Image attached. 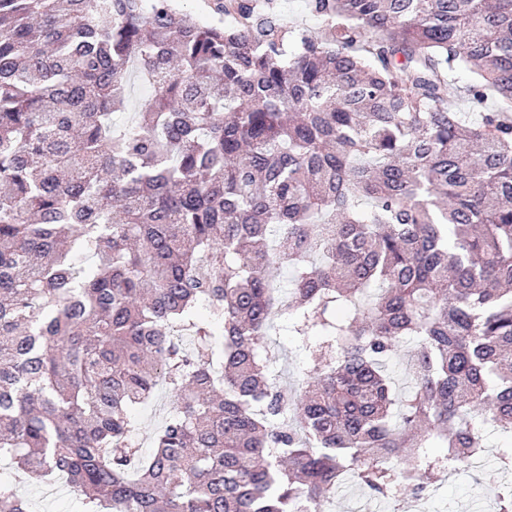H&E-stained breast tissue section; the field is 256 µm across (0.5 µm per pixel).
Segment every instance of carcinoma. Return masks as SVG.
I'll return each instance as SVG.
<instances>
[{"instance_id":"obj_1","label":"carcinoma","mask_w":512,"mask_h":512,"mask_svg":"<svg viewBox=\"0 0 512 512\" xmlns=\"http://www.w3.org/2000/svg\"><path fill=\"white\" fill-rule=\"evenodd\" d=\"M308 7L317 38L275 0L209 26L176 0H0V460L81 512L420 498L512 426V0ZM133 77L151 95L119 124ZM281 316L325 337L291 392L260 356ZM0 512L31 509L0 484ZM171 408L170 397L165 389L147 404L134 410L132 414L134 431L132 438L145 454H150L153 448V436L166 414Z\"/></svg>"}]
</instances>
